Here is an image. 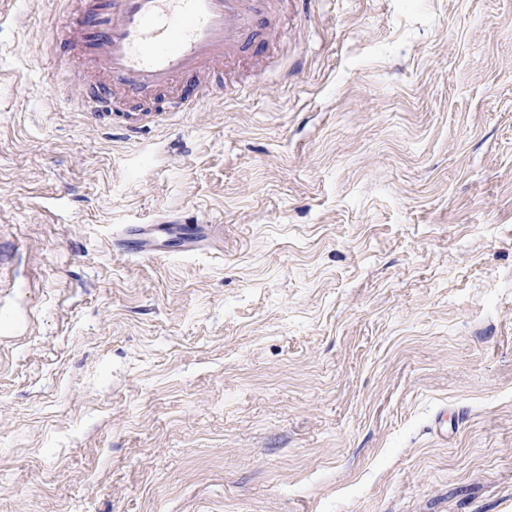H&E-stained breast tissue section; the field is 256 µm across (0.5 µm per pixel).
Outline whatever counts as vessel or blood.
<instances>
[{
	"mask_svg": "<svg viewBox=\"0 0 512 512\" xmlns=\"http://www.w3.org/2000/svg\"><path fill=\"white\" fill-rule=\"evenodd\" d=\"M65 24L49 23L45 46L58 54L48 88L57 90L74 68L94 76L99 111L128 106L118 124L137 137L158 119L201 109L208 98L197 81L235 65L241 49L272 19L281 0H57ZM169 97L161 116L142 111L158 95Z\"/></svg>",
	"mask_w": 512,
	"mask_h": 512,
	"instance_id": "vessel-or-blood-1",
	"label": "vessel or blood"
}]
</instances>
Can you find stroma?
<instances>
[{
  "label": "stroma",
  "instance_id": "stroma-1",
  "mask_svg": "<svg viewBox=\"0 0 512 512\" xmlns=\"http://www.w3.org/2000/svg\"><path fill=\"white\" fill-rule=\"evenodd\" d=\"M59 16L0 0V512H512V0H314L136 139Z\"/></svg>",
  "mask_w": 512,
  "mask_h": 512
}]
</instances>
